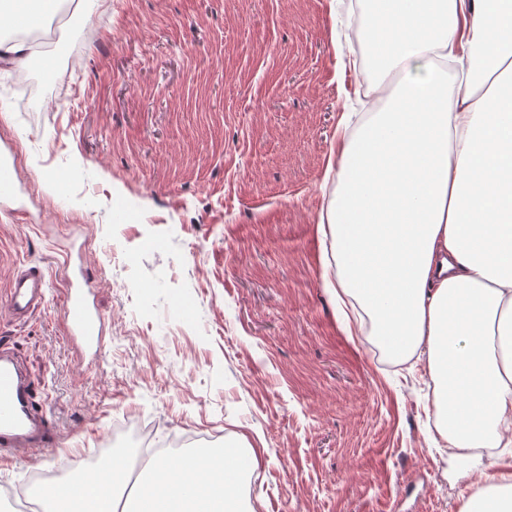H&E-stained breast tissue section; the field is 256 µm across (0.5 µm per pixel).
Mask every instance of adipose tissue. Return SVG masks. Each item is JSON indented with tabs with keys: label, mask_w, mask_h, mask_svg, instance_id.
Wrapping results in <instances>:
<instances>
[{
	"label": "adipose tissue",
	"mask_w": 512,
	"mask_h": 512,
	"mask_svg": "<svg viewBox=\"0 0 512 512\" xmlns=\"http://www.w3.org/2000/svg\"><path fill=\"white\" fill-rule=\"evenodd\" d=\"M49 0H0L36 29ZM364 33L383 108L342 130L331 237L349 335L427 357L450 445L512 446V0H371ZM255 449L152 457L136 512H243ZM122 461L81 469L48 512H118ZM462 512H512V465Z\"/></svg>",
	"instance_id": "1"
}]
</instances>
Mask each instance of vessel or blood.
I'll use <instances>...</instances> for the list:
<instances>
[{"instance_id":"obj_1","label":"vessel or blood","mask_w":512,"mask_h":512,"mask_svg":"<svg viewBox=\"0 0 512 512\" xmlns=\"http://www.w3.org/2000/svg\"><path fill=\"white\" fill-rule=\"evenodd\" d=\"M47 280L40 268L24 264L11 271L6 307L17 319L46 301ZM68 346L99 355L104 320L87 278L80 269L67 272V286L61 310ZM56 445L55 428L35 407L31 385L23 378L12 354L0 345V454L19 448L43 449Z\"/></svg>"}]
</instances>
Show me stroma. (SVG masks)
Wrapping results in <instances>:
<instances>
[{
	"instance_id": "1",
	"label": "stroma",
	"mask_w": 512,
	"mask_h": 512,
	"mask_svg": "<svg viewBox=\"0 0 512 512\" xmlns=\"http://www.w3.org/2000/svg\"><path fill=\"white\" fill-rule=\"evenodd\" d=\"M364 0H79L23 95L0 65V339L61 441L0 458V490L44 507L38 472L100 460L116 422L170 456L253 448L252 512H460L512 461L431 427L425 359L399 361L337 319L318 228L345 113L369 108ZM105 321L87 370L60 320L65 259ZM44 305L6 309L13 265Z\"/></svg>"
}]
</instances>
